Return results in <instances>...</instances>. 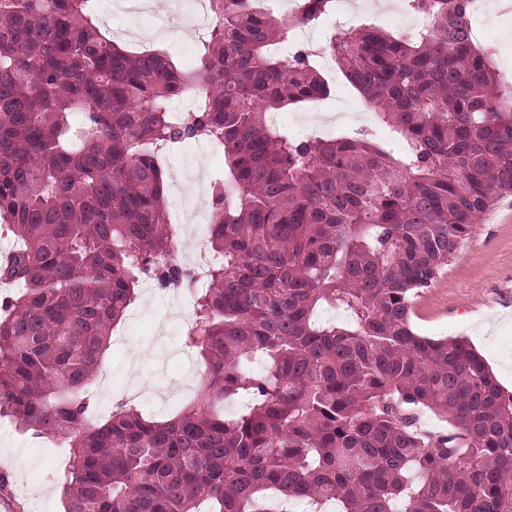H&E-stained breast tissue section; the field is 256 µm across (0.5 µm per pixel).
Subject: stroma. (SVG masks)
<instances>
[{
  "label": "stroma",
  "instance_id": "1",
  "mask_svg": "<svg viewBox=\"0 0 512 512\" xmlns=\"http://www.w3.org/2000/svg\"><path fill=\"white\" fill-rule=\"evenodd\" d=\"M111 18H100L101 30L131 51H164L173 65L187 72L196 66L197 30L206 16L178 22L168 10L147 14L128 12L125 0H112ZM485 44L501 75L512 76V17L487 10L479 19ZM161 167L168 184H180L181 196H169V214L179 215L184 227L178 236L176 260L194 266L207 255V227L194 224V210L209 211L210 191H198L187 170L203 169L206 182L224 171L223 152L199 151L188 141L170 149ZM181 291L161 290L153 280L140 284L138 298L114 329L103 369L111 375L109 388L92 381L90 422L108 418L115 403L132 400L145 416L164 420L196 398L202 389L204 367L194 363L184 374L177 359L163 368L143 358L141 350L156 339L182 349L190 310ZM416 332L435 339H466L486 360L499 383L512 391V196L500 199L475 224L463 248L450 259L432 287L414 297ZM68 458L55 442L34 438L18 429L13 419L0 416V474L13 491L11 507L0 512H63L60 474Z\"/></svg>",
  "mask_w": 512,
  "mask_h": 512
}]
</instances>
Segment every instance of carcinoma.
I'll return each instance as SVG.
<instances>
[{"instance_id":"obj_1","label":"carcinoma","mask_w":512,"mask_h":512,"mask_svg":"<svg viewBox=\"0 0 512 512\" xmlns=\"http://www.w3.org/2000/svg\"><path fill=\"white\" fill-rule=\"evenodd\" d=\"M97 0H0V217L22 247L0 264V415L69 448L64 512H259L276 491L322 512H512V392L465 340L413 331L431 287L495 201L512 195V85L470 33L472 0H407L398 38L352 29L285 62L291 25L250 0H211L195 71L131 54ZM336 0H304L316 27ZM329 55L399 135L297 138L270 111L321 100ZM204 94L183 122L172 102ZM81 116L80 123L72 115ZM207 138L216 262L183 341L200 397L154 421L118 402L95 427L86 387L144 277L194 288L174 261L156 153ZM345 323L318 322L322 305ZM262 359V371L253 370ZM246 396L247 409L224 415ZM449 420L421 436L409 410Z\"/></svg>"}]
</instances>
